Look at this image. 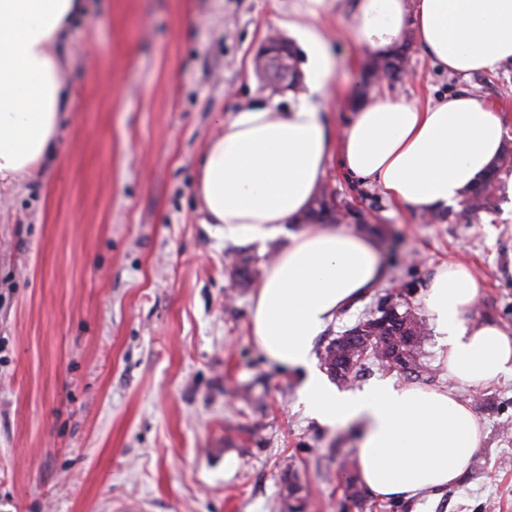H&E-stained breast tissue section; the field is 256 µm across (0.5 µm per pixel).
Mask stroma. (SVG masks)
Instances as JSON below:
<instances>
[{"instance_id":"obj_1","label":"stroma","mask_w":512,"mask_h":512,"mask_svg":"<svg viewBox=\"0 0 512 512\" xmlns=\"http://www.w3.org/2000/svg\"><path fill=\"white\" fill-rule=\"evenodd\" d=\"M271 0H89L70 25L63 68L70 107L37 172L0 189V512H270L294 481L304 512H363L343 496L357 452L352 425L333 428L298 403L303 376L254 348L256 283L285 246L212 238L197 213L196 164L218 116L297 93L253 66L275 29ZM336 95L322 101L340 138L355 98L425 103L467 92L485 100L512 151V62L447 74L406 36L405 73L366 82V50L341 7L327 18ZM493 206L418 212L332 159L321 183L368 215L389 276L337 314L313 354L390 296L419 312L441 262L469 266L474 317L512 332V170ZM485 437L455 486L405 512H512V376L458 387Z\"/></svg>"}]
</instances>
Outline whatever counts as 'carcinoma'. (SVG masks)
Returning a JSON list of instances; mask_svg holds the SVG:
<instances>
[{
  "label": "carcinoma",
  "instance_id": "1",
  "mask_svg": "<svg viewBox=\"0 0 512 512\" xmlns=\"http://www.w3.org/2000/svg\"><path fill=\"white\" fill-rule=\"evenodd\" d=\"M405 60L406 56L399 53L373 57L369 59L365 71L372 76L380 72L386 78H396L402 75ZM510 163L512 156L503 152L485 177L467 193L466 207L458 217L475 214L491 205L499 172ZM350 217L357 224L367 223V217L361 211L347 206L341 208L325 194L317 200V207L310 208L303 215L307 221L323 224H342ZM385 315L386 310L381 303L376 313L355 325L359 335L344 340L338 337L326 347L321 360L334 380L340 383L350 381L352 375L359 371L357 363L364 355L406 376L417 372L416 353L424 337L422 319L408 309L390 319L385 318ZM294 492V486H288V495L275 500L271 512H304V505L290 504Z\"/></svg>",
  "mask_w": 512,
  "mask_h": 512
}]
</instances>
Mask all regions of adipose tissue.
<instances>
[{
  "label": "adipose tissue",
  "instance_id": "1",
  "mask_svg": "<svg viewBox=\"0 0 512 512\" xmlns=\"http://www.w3.org/2000/svg\"><path fill=\"white\" fill-rule=\"evenodd\" d=\"M338 0H297L277 25L306 51L307 92L290 108L244 107L205 143L195 201L217 239L288 244L265 267L251 299L250 336L268 362L306 371L305 411L326 425L358 423L359 486L374 497L416 499L453 484L470 466L484 431L457 385L483 388L512 375V334L472 320L479 285L470 269L439 264L419 303L440 338L442 387L383 381L341 391L311 367L313 342L336 314L386 277L373 238L331 224L292 232L332 156L375 182L403 209L431 211L461 201L498 157L502 123L490 106L461 93L421 106L381 95L356 107L340 140L319 109L334 70L320 24ZM86 0H0V180L36 171L65 105L59 47ZM352 30L369 54L384 56L413 33L441 71L491 73L512 60V0H351Z\"/></svg>",
  "mask_w": 512,
  "mask_h": 512
}]
</instances>
